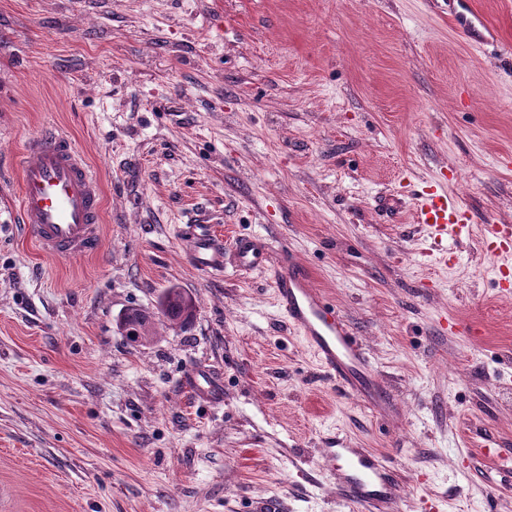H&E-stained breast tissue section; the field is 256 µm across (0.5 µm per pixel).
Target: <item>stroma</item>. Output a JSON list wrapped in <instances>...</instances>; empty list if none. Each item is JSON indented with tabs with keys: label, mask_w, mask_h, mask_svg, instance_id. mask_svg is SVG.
I'll return each instance as SVG.
<instances>
[{
	"label": "stroma",
	"mask_w": 512,
	"mask_h": 512,
	"mask_svg": "<svg viewBox=\"0 0 512 512\" xmlns=\"http://www.w3.org/2000/svg\"><path fill=\"white\" fill-rule=\"evenodd\" d=\"M442 2L0 0V512H353L331 446L387 456L401 512H512V295L481 246L512 225V0H476L496 49ZM46 125L102 182L94 256L19 227ZM443 179L473 215L449 264L412 201L380 203ZM201 222L311 270L390 419L325 376L265 271L190 265ZM171 287L192 320L131 343L122 314ZM192 379V390L198 399L216 405L224 402V393L209 372H196Z\"/></svg>",
	"instance_id": "stroma-1"
}]
</instances>
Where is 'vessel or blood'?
Segmentation results:
<instances>
[{"label": "vessel or blood", "instance_id": "b4317fda", "mask_svg": "<svg viewBox=\"0 0 512 512\" xmlns=\"http://www.w3.org/2000/svg\"><path fill=\"white\" fill-rule=\"evenodd\" d=\"M448 15L472 45L495 42L474 0H448ZM19 175L24 235L54 258L96 254L102 241L101 184L71 140L55 127H43L22 151ZM413 196L416 221L430 238L442 242L469 228L470 212L445 187L427 186ZM481 246L493 258H511L512 225H486ZM188 254L191 264L207 274L223 271L229 259L242 271L270 270L279 308L289 326L305 339L327 377L345 393L387 411L377 373L360 339L315 284L305 264L288 252L270 261L268 248L256 239L238 236L227 243L202 224L193 229ZM192 390L198 399L216 405L224 401L222 389L209 372L194 375ZM324 461L355 512H397L402 491L382 454L368 448H328Z\"/></svg>", "mask_w": 512, "mask_h": 512}]
</instances>
